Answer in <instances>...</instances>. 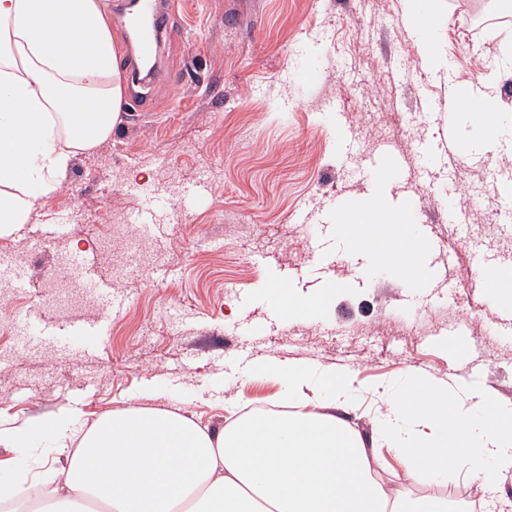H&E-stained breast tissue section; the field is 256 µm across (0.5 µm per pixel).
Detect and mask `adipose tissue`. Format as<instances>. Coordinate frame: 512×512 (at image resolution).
I'll return each instance as SVG.
<instances>
[{
	"instance_id": "adipose-tissue-1",
	"label": "adipose tissue",
	"mask_w": 512,
	"mask_h": 512,
	"mask_svg": "<svg viewBox=\"0 0 512 512\" xmlns=\"http://www.w3.org/2000/svg\"><path fill=\"white\" fill-rule=\"evenodd\" d=\"M119 49L100 0H0V229L28 223L72 157L106 141L120 119ZM379 220L371 229L370 220ZM356 257L406 274L413 243L402 214L344 216ZM290 410L243 414L217 433L169 411L128 406L88 419L59 410L0 429L14 450L0 461V493L27 496L24 462L36 437L82 435L61 466H48L43 499L54 512L87 497L113 512H448L444 497L405 493L408 483L456 470L485 494L512 470V403L488 386L414 372L400 394L382 390L381 438L403 468L392 478L353 429L349 373L313 363L270 362Z\"/></svg>"
}]
</instances>
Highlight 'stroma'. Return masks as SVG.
Here are the masks:
<instances>
[{
	"label": "stroma",
	"instance_id": "obj_1",
	"mask_svg": "<svg viewBox=\"0 0 512 512\" xmlns=\"http://www.w3.org/2000/svg\"><path fill=\"white\" fill-rule=\"evenodd\" d=\"M502 0H433L437 62L422 54L406 0H179L162 41L164 77L116 134L75 155L31 218L55 225L33 245L27 226L0 234V256L28 276L0 306V426L63 407L99 415L135 404L208 428L256 405L288 406L260 373L270 359L347 371L360 392L349 423L370 435L372 391L400 392L410 369L493 387L512 402V299L491 303L466 246L512 269V232L498 226L512 156L440 119L472 72L493 75L501 105L512 84V24L471 33L477 10ZM395 155L391 205L431 241L419 278L371 259H345L335 232L342 199L372 192L367 161ZM457 193L480 188L469 224L448 222ZM155 228L136 219L154 197ZM128 238L97 245L110 225ZM76 256L103 296L94 307L43 305L40 275ZM318 311L274 321L270 287ZM123 302L112 314L104 301ZM94 328L88 347L62 336L31 341L25 317Z\"/></svg>",
	"mask_w": 512,
	"mask_h": 512
}]
</instances>
